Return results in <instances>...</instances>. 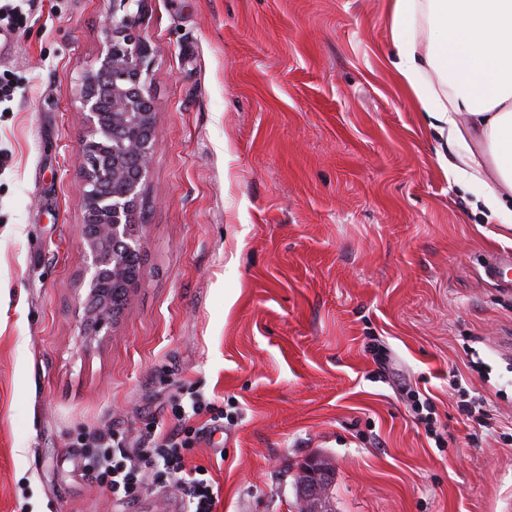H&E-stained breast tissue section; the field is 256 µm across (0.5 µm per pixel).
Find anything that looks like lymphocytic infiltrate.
<instances>
[{
	"instance_id": "1",
	"label": "lymphocytic infiltrate",
	"mask_w": 512,
	"mask_h": 512,
	"mask_svg": "<svg viewBox=\"0 0 512 512\" xmlns=\"http://www.w3.org/2000/svg\"><path fill=\"white\" fill-rule=\"evenodd\" d=\"M170 423L153 421L147 424L140 447L127 450L112 447L111 438L104 433L93 434L92 444L99 454L86 458L84 467L90 475L107 474L109 490L116 500H132L142 492L146 481L164 487L177 481L190 512H214L218 493L205 467L187 468L186 453L224 418L211 399L192 397L170 402ZM208 415L201 427H190L192 417Z\"/></svg>"
}]
</instances>
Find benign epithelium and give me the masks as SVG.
<instances>
[{
	"label": "benign epithelium",
	"instance_id": "7a95c632",
	"mask_svg": "<svg viewBox=\"0 0 512 512\" xmlns=\"http://www.w3.org/2000/svg\"><path fill=\"white\" fill-rule=\"evenodd\" d=\"M145 0H112V19L96 64L83 72L81 112L87 127L79 153L83 177L82 279L84 326L115 324L126 305L112 302L110 285L130 288L139 264L136 221L143 179L158 146L153 100L143 81L151 46L140 35ZM332 463L307 457L300 466L299 512H323Z\"/></svg>",
	"mask_w": 512,
	"mask_h": 512
}]
</instances>
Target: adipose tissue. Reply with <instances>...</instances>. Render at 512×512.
Segmentation results:
<instances>
[{
    "instance_id": "adipose-tissue-1",
    "label": "adipose tissue",
    "mask_w": 512,
    "mask_h": 512,
    "mask_svg": "<svg viewBox=\"0 0 512 512\" xmlns=\"http://www.w3.org/2000/svg\"><path fill=\"white\" fill-rule=\"evenodd\" d=\"M423 22L424 44L409 38ZM392 65L429 128L456 152L454 178L483 188L489 217L512 200V0H390ZM437 86H427L426 72Z\"/></svg>"
}]
</instances>
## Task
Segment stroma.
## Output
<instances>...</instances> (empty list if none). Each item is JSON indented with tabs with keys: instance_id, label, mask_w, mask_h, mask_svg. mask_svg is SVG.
Returning <instances> with one entry per match:
<instances>
[{
	"instance_id": "stroma-1",
	"label": "stroma",
	"mask_w": 512,
	"mask_h": 512,
	"mask_svg": "<svg viewBox=\"0 0 512 512\" xmlns=\"http://www.w3.org/2000/svg\"><path fill=\"white\" fill-rule=\"evenodd\" d=\"M388 0H147L160 142L139 202L142 274L87 339L80 75L112 0H24L0 20V512H186L177 486L113 501L86 442L139 445L190 387L231 415L187 454L215 512H298L299 467L335 464L330 512H503L512 445V249L449 176L391 64ZM391 358L382 370L379 352ZM433 405L427 434L402 393ZM485 276L500 288L512 291V251H498L484 266Z\"/></svg>"
}]
</instances>
